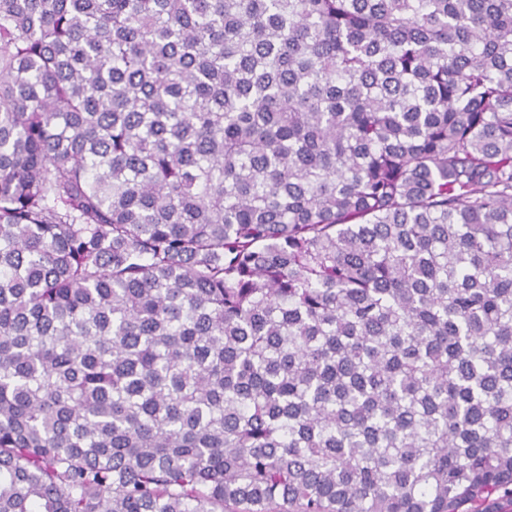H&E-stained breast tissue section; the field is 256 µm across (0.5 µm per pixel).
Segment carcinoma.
I'll return each mask as SVG.
<instances>
[{"instance_id": "cac0c4a2", "label": "carcinoma", "mask_w": 512, "mask_h": 512, "mask_svg": "<svg viewBox=\"0 0 512 512\" xmlns=\"http://www.w3.org/2000/svg\"><path fill=\"white\" fill-rule=\"evenodd\" d=\"M510 485L512 0H0V512Z\"/></svg>"}]
</instances>
